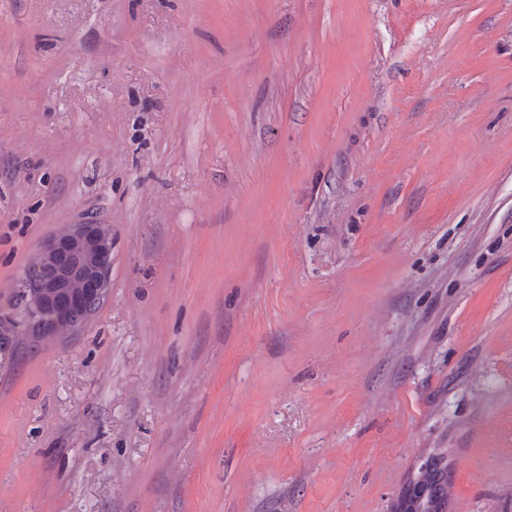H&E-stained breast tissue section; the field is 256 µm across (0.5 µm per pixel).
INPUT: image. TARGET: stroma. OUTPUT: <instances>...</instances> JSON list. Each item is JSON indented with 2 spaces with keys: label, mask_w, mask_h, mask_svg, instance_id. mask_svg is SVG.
I'll return each instance as SVG.
<instances>
[{
  "label": "stroma",
  "mask_w": 512,
  "mask_h": 512,
  "mask_svg": "<svg viewBox=\"0 0 512 512\" xmlns=\"http://www.w3.org/2000/svg\"><path fill=\"white\" fill-rule=\"evenodd\" d=\"M0 512H512V0H0ZM111 270L112 236L105 224H72L66 233L46 240L38 262L20 279L34 286L24 320L14 296L7 304L0 296V366L11 355L5 337L76 334L90 315L86 296L104 299ZM419 489L418 494L414 496L418 502L417 507L425 505V502L432 504L434 501L441 500L445 496V487L442 484L438 471L434 468L424 471L419 482ZM424 492H427L426 497L422 495Z\"/></svg>",
  "instance_id": "1"
}]
</instances>
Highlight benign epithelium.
<instances>
[{
    "label": "benign epithelium",
    "instance_id": "obj_1",
    "mask_svg": "<svg viewBox=\"0 0 512 512\" xmlns=\"http://www.w3.org/2000/svg\"><path fill=\"white\" fill-rule=\"evenodd\" d=\"M112 236L104 224H73L45 241L41 257L21 280L34 286L27 315L20 317L15 299L0 300V362L11 355L6 339L73 335L88 318V294L102 300L110 288Z\"/></svg>",
    "mask_w": 512,
    "mask_h": 512
}]
</instances>
